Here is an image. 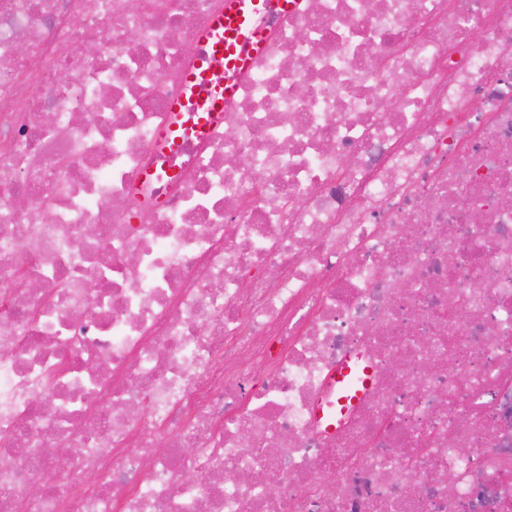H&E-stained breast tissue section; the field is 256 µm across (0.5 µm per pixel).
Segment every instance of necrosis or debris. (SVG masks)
<instances>
[{"label": "necrosis or debris", "mask_w": 512, "mask_h": 512, "mask_svg": "<svg viewBox=\"0 0 512 512\" xmlns=\"http://www.w3.org/2000/svg\"><path fill=\"white\" fill-rule=\"evenodd\" d=\"M294 2L199 136L224 0H0V512H512V0Z\"/></svg>", "instance_id": "necrosis-or-debris-1"}]
</instances>
